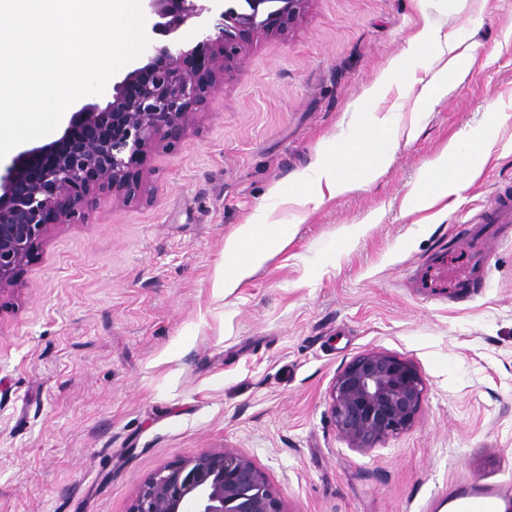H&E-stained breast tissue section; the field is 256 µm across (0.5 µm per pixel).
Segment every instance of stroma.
Segmentation results:
<instances>
[{
    "mask_svg": "<svg viewBox=\"0 0 512 512\" xmlns=\"http://www.w3.org/2000/svg\"><path fill=\"white\" fill-rule=\"evenodd\" d=\"M426 28L457 32L466 58L418 115L389 84L425 78ZM391 108L382 176L290 202L363 113ZM482 137L466 188L411 210L429 167ZM144 178L143 198L53 229L0 295V512H128L206 448L249 458L286 512H452L450 486L472 481L512 495V237L471 300L410 286L512 183V0H311ZM270 223L295 233L224 294L226 239ZM371 350L414 362L425 392L414 425L365 453L337 434L330 389Z\"/></svg>",
    "mask_w": 512,
    "mask_h": 512,
    "instance_id": "stroma-1",
    "label": "stroma"
}]
</instances>
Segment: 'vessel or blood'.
<instances>
[{"instance_id":"vessel-or-blood-1","label":"vessel or blood","mask_w":512,"mask_h":512,"mask_svg":"<svg viewBox=\"0 0 512 512\" xmlns=\"http://www.w3.org/2000/svg\"><path fill=\"white\" fill-rule=\"evenodd\" d=\"M476 224L475 232L459 238L456 249L466 253L467 260L458 274L451 279L440 277L439 266L447 265V254H439L418 269L417 286L423 293L435 289L446 290L448 298L461 295L472 296L478 293L483 283L479 278L482 266L487 262L486 244L488 238L483 235L484 227H499L512 224V186L498 187L492 196L490 205L484 206L472 218ZM448 500L453 512H503L506 499L497 487L472 483L451 490Z\"/></svg>"}]
</instances>
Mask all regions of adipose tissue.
Returning <instances> with one entry per match:
<instances>
[{
  "label": "adipose tissue",
  "instance_id": "obj_1",
  "mask_svg": "<svg viewBox=\"0 0 512 512\" xmlns=\"http://www.w3.org/2000/svg\"><path fill=\"white\" fill-rule=\"evenodd\" d=\"M432 45L445 64L418 94L409 89H400V96H413L414 109L418 112L430 108L447 91L445 76L460 66L463 56L458 52V40L454 34H433ZM394 115L377 116L367 113L361 122V130L341 142L336 158L324 162L318 169L317 179L311 191L303 195L305 203L320 205L326 197L354 192L361 189L366 180L381 176L386 170V161L398 147L393 137ZM480 153V144L465 141L455 149L454 165L439 163L429 174L423 187L416 190L418 199L426 201L445 198L461 191L467 184V175L473 160ZM293 235L289 224H244L224 246V268L216 279L217 287L225 292L235 288L250 274L252 268L266 256L283 248Z\"/></svg>",
  "mask_w": 512,
  "mask_h": 512
}]
</instances>
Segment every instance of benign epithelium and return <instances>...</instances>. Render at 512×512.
Masks as SVG:
<instances>
[{
	"instance_id": "obj_1",
	"label": "benign epithelium",
	"mask_w": 512,
	"mask_h": 512,
	"mask_svg": "<svg viewBox=\"0 0 512 512\" xmlns=\"http://www.w3.org/2000/svg\"><path fill=\"white\" fill-rule=\"evenodd\" d=\"M145 2L155 35H172L213 10L204 0ZM309 2L224 0L216 36L187 51L150 40L143 58L113 84L105 105H77L57 138L0 165V294L15 289L50 231L84 223L99 195L138 197L148 153L183 137L253 40L286 34ZM424 389L411 361L384 351L363 353L336 375L332 422L350 447L368 452L414 425ZM129 512L285 510L249 458L209 448L158 471Z\"/></svg>"
}]
</instances>
